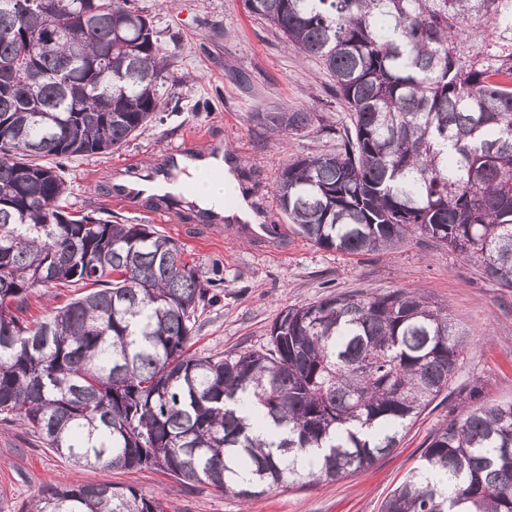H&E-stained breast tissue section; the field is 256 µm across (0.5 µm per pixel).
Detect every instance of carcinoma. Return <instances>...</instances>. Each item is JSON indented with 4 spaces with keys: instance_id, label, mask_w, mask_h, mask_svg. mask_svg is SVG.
I'll list each match as a JSON object with an SVG mask.
<instances>
[{
    "instance_id": "obj_1",
    "label": "carcinoma",
    "mask_w": 512,
    "mask_h": 512,
    "mask_svg": "<svg viewBox=\"0 0 512 512\" xmlns=\"http://www.w3.org/2000/svg\"><path fill=\"white\" fill-rule=\"evenodd\" d=\"M0 0V415L76 465L160 470L243 501L338 480L391 453L448 391L465 333L418 291L285 308L268 347L189 352L221 284L151 224L68 211L61 165L118 150L161 108L168 58L133 0ZM330 74L336 150L282 170L279 210L319 248L358 255L418 233L512 288V0H245ZM41 78L35 80L31 69ZM271 134L304 109L254 112ZM92 288L44 320L29 294ZM269 438L257 435L260 427ZM310 448L323 450L303 465ZM26 512H170L133 485L48 484ZM381 512H512V403L432 435Z\"/></svg>"
}]
</instances>
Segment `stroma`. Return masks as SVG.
<instances>
[{
	"label": "stroma",
	"mask_w": 512,
	"mask_h": 512,
	"mask_svg": "<svg viewBox=\"0 0 512 512\" xmlns=\"http://www.w3.org/2000/svg\"><path fill=\"white\" fill-rule=\"evenodd\" d=\"M151 20L169 66L161 110L121 149L62 160L68 212L115 224H147L150 216L115 206L97 185L101 169L130 160L149 165L170 147L187 145L191 131L223 137L247 173L249 200L271 224L279 174L289 160L336 147L349 117L330 93L323 67L289 51L279 32L248 13L244 0H135ZM302 108L318 113L313 127L273 138L252 122L255 111ZM155 223V222H152ZM174 239L202 275L220 269L224 285L201 311L193 349L227 354L266 345L282 309L327 294L421 290L447 305L466 332L463 361L448 387L407 429L392 453L370 468L333 482L280 488L250 502L206 485L189 488L157 471L123 472L75 466L38 446L19 423L0 422V512H18L48 483L133 484L178 512H381L383 501L417 466L433 433L463 404L512 402V288L488 280L481 268L425 237L390 251L348 255L321 249L289 233L287 253L268 243L211 228L185 212L179 223H155Z\"/></svg>",
	"instance_id": "1"
}]
</instances>
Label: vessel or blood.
Returning <instances> with one entry per match:
<instances>
[{
  "label": "vessel or blood",
  "instance_id": "obj_1",
  "mask_svg": "<svg viewBox=\"0 0 512 512\" xmlns=\"http://www.w3.org/2000/svg\"><path fill=\"white\" fill-rule=\"evenodd\" d=\"M224 153L223 142L211 137L205 150L172 147L147 167L121 163L105 169L98 180L114 204L174 224L182 213L181 200L189 196L188 188L176 185L180 173L191 168L200 175L222 174ZM236 230L262 240L278 238L284 232L278 224H240Z\"/></svg>",
  "mask_w": 512,
  "mask_h": 512
}]
</instances>
